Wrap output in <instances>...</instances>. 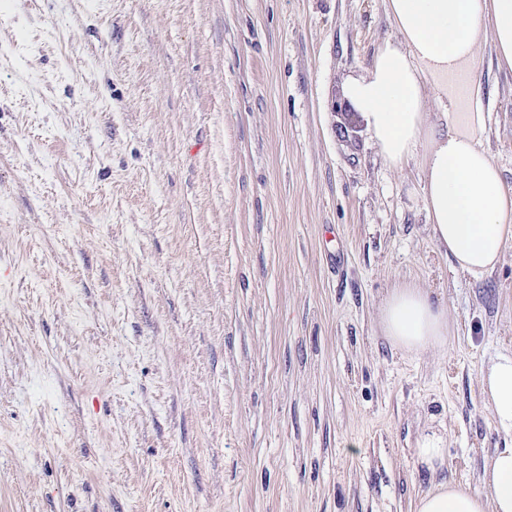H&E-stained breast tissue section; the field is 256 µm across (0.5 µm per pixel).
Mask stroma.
<instances>
[{
    "mask_svg": "<svg viewBox=\"0 0 512 512\" xmlns=\"http://www.w3.org/2000/svg\"><path fill=\"white\" fill-rule=\"evenodd\" d=\"M398 33L385 0H0V512H414L512 446V242L436 247L417 164L333 101ZM475 71L512 188V70ZM413 284L444 348L383 338ZM448 448L438 475L422 434ZM383 336L402 354L417 356L448 343V314L415 285L391 288L380 309ZM481 392L499 428L512 435V355H500L482 374ZM445 441L435 433L422 435L416 448V460L419 465L435 474L446 459Z\"/></svg>",
    "mask_w": 512,
    "mask_h": 512,
    "instance_id": "35a3bbf8",
    "label": "stroma"
}]
</instances>
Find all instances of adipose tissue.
Masks as SVG:
<instances>
[{
	"instance_id": "ef3b65f1",
	"label": "adipose tissue",
	"mask_w": 512,
	"mask_h": 512,
	"mask_svg": "<svg viewBox=\"0 0 512 512\" xmlns=\"http://www.w3.org/2000/svg\"><path fill=\"white\" fill-rule=\"evenodd\" d=\"M386 11L399 41L386 42L343 96L388 163L421 158L437 248L453 273L484 278L512 241V189L482 143L485 114L474 60L488 30L499 65L512 69V0H386ZM430 77L455 86L432 122L422 110ZM380 326L392 348L411 356L444 347L450 334L445 309L413 285L389 290ZM481 392L500 429L512 435V355L499 356L483 373ZM480 478L488 495L444 479L419 496L415 512H512V448L487 455Z\"/></svg>"
}]
</instances>
